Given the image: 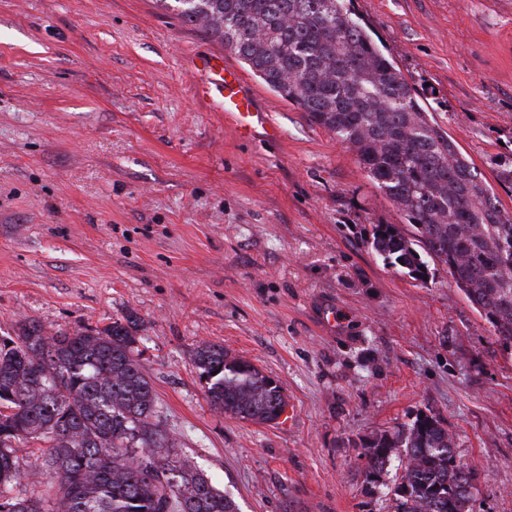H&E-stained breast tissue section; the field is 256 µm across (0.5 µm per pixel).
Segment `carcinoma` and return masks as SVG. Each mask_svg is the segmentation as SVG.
<instances>
[{"instance_id":"1","label":"carcinoma","mask_w":512,"mask_h":512,"mask_svg":"<svg viewBox=\"0 0 512 512\" xmlns=\"http://www.w3.org/2000/svg\"><path fill=\"white\" fill-rule=\"evenodd\" d=\"M207 28L273 91L352 148L406 219L372 227L373 251L415 281L442 266L493 335L512 345V214L418 99L370 34L354 0H158ZM136 321L74 333L36 321L0 338V512H237L157 419L140 363ZM193 363L214 409L254 424L277 422L281 386L247 358L203 342ZM38 468L56 487L13 494ZM402 456L390 492L397 512H472L474 472L461 466L441 420L361 445L367 477Z\"/></svg>"}]
</instances>
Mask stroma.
<instances>
[{
    "instance_id": "1",
    "label": "stroma",
    "mask_w": 512,
    "mask_h": 512,
    "mask_svg": "<svg viewBox=\"0 0 512 512\" xmlns=\"http://www.w3.org/2000/svg\"><path fill=\"white\" fill-rule=\"evenodd\" d=\"M375 40L512 213V0H355ZM222 54L281 130L241 142L189 61ZM354 153L159 0H0V337L134 317L159 418L239 512H396L364 440L440 417L512 512V348L445 270L366 243L403 224ZM224 345L277 381L276 425L214 410L193 364Z\"/></svg>"
}]
</instances>
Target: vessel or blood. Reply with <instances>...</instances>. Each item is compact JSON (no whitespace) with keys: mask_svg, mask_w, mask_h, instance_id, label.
<instances>
[{"mask_svg":"<svg viewBox=\"0 0 512 512\" xmlns=\"http://www.w3.org/2000/svg\"><path fill=\"white\" fill-rule=\"evenodd\" d=\"M191 67L197 80L198 96L206 98L211 91L219 92V109L241 140H252L260 130L270 138H278L279 130L273 124L268 111L257 107L252 95L246 91L240 74L225 65L223 55L207 54L196 57Z\"/></svg>","mask_w":512,"mask_h":512,"instance_id":"b4317fda","label":"vessel or blood"}]
</instances>
